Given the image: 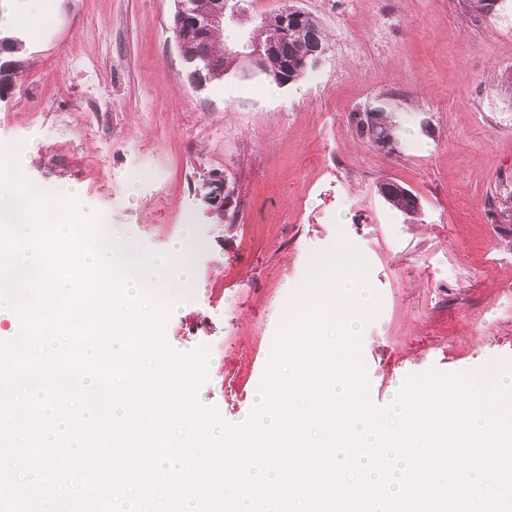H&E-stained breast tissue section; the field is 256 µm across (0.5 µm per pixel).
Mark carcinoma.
I'll return each instance as SVG.
<instances>
[{"label": "carcinoma", "instance_id": "cac0c4a2", "mask_svg": "<svg viewBox=\"0 0 512 512\" xmlns=\"http://www.w3.org/2000/svg\"><path fill=\"white\" fill-rule=\"evenodd\" d=\"M291 6H284L260 18L254 29V38L262 44H270L275 47L274 61L278 66L288 65L297 67L301 60L310 59L318 53V48L326 47L325 35L319 22L310 14L295 26L285 28L283 25L284 11ZM224 29L216 28L202 36H186L189 49L212 57L223 59L224 67L214 76L206 75V82L212 83L224 78V73L237 67V57L224 51L222 47ZM24 67L21 59H10L0 63V94L12 86L18 70ZM391 208L402 213L407 219L412 220L418 214L420 206L417 197H405L401 193H394L386 199Z\"/></svg>", "mask_w": 512, "mask_h": 512}]
</instances>
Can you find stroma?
<instances>
[{
	"mask_svg": "<svg viewBox=\"0 0 512 512\" xmlns=\"http://www.w3.org/2000/svg\"><path fill=\"white\" fill-rule=\"evenodd\" d=\"M288 4L327 36L304 78L279 86L244 60L201 86L173 0H45L13 30L26 65L0 98V144L33 148L31 185L80 186L83 212L148 255L191 229L194 282L163 337L206 350L198 399L226 424L250 416L285 303L340 243L377 294L358 343L376 407L413 375L512 368V0L490 16L462 0H229L227 50ZM373 108L395 151L357 134ZM215 178L234 190L222 220L200 191ZM385 180L418 198V221Z\"/></svg>",
	"mask_w": 512,
	"mask_h": 512,
	"instance_id": "35a3bbf8",
	"label": "stroma"
}]
</instances>
